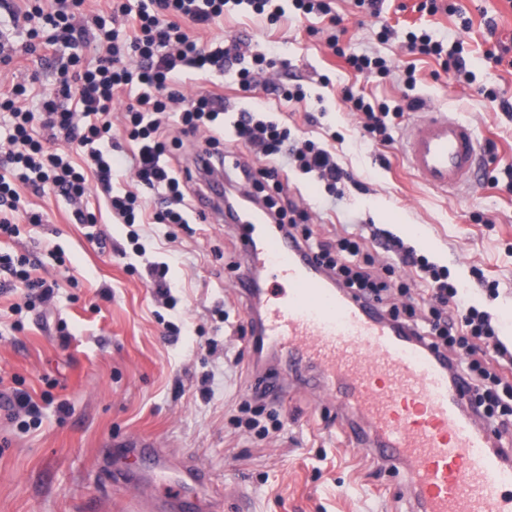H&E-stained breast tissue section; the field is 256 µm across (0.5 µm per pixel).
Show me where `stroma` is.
I'll return each mask as SVG.
<instances>
[{
	"label": "stroma",
	"instance_id": "1",
	"mask_svg": "<svg viewBox=\"0 0 512 512\" xmlns=\"http://www.w3.org/2000/svg\"><path fill=\"white\" fill-rule=\"evenodd\" d=\"M416 2L388 0L395 36L385 43L375 19L353 0H332L344 18L340 47L388 59L383 79L350 69L332 53L324 21L296 18L291 0L277 23L235 8L200 38L245 39L288 59V67L274 66L265 78L302 85L305 101L249 96L228 75L224 95L232 111L224 120L259 109L285 122L295 143L329 145L352 179L336 206L323 205L325 191L311 176L281 169L315 238H336L352 224L366 235L375 226L390 231L447 266L486 302L502 336L512 337V192L493 184L512 164V115L486 97L492 90L512 99V65L485 61L488 50L512 45V0H445L446 9L433 16L414 11ZM421 28L462 44L466 74L453 77L440 61L407 54L406 32ZM52 58L38 51L15 59L0 68V85L50 86ZM409 63L416 67V110L400 106L401 69ZM345 87L393 106L389 144L364 137L361 115L340 100ZM432 109L458 113L481 145L493 147L469 191L432 189L406 163L405 135L420 111ZM22 198L43 221H20L18 236L0 237V253L29 257L33 276L60 288L45 303L28 302L20 288L0 294V512H128L132 496H174L175 471L133 493L113 485L111 471L121 464L116 450L131 440L193 461L208 478L214 512H236L224 491L237 487L247 491L250 512H406L402 475L351 450L347 420L328 392L289 388L268 405L283 424L268 437L237 427L271 356L254 354L251 337L237 331L250 319L234 292L243 262L236 225L216 213L190 230L140 224L135 252L128 226L116 223L97 187L82 202L95 213L93 224L74 223L73 203L53 192L26 190ZM161 261L169 264L166 299L146 274ZM491 282L498 286L493 299L486 295ZM18 392L31 397L39 418L13 409Z\"/></svg>",
	"mask_w": 512,
	"mask_h": 512
}]
</instances>
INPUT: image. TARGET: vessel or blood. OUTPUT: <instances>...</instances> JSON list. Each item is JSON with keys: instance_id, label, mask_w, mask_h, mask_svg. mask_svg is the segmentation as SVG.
Instances as JSON below:
<instances>
[{"instance_id": "vessel-or-blood-1", "label": "vessel or blood", "mask_w": 512, "mask_h": 512, "mask_svg": "<svg viewBox=\"0 0 512 512\" xmlns=\"http://www.w3.org/2000/svg\"><path fill=\"white\" fill-rule=\"evenodd\" d=\"M404 152L430 187H470L484 154L474 129L456 113H422ZM246 231L248 267L236 288L247 305L265 302L253 323L259 347L287 352L292 364H317L349 421L354 450L401 471L410 491L408 512H512V448L492 438L464 409L466 385L403 329L364 300L334 287L314 258L270 228L256 209L238 217ZM134 463L115 481L133 487L157 481L168 458L140 441L125 448ZM184 497L167 512H190L199 472L188 465Z\"/></svg>"}]
</instances>
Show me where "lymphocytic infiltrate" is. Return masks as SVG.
I'll list each match as a JSON object with an SVG mask.
<instances>
[{"instance_id":"1","label":"lymphocytic infiltrate","mask_w":512,"mask_h":512,"mask_svg":"<svg viewBox=\"0 0 512 512\" xmlns=\"http://www.w3.org/2000/svg\"><path fill=\"white\" fill-rule=\"evenodd\" d=\"M82 5L83 0H21L10 13L11 21L21 20L26 26L22 53L59 45L72 53L59 71L54 91L38 98L34 106L19 104L27 95L24 85L0 92V128L6 131L0 139V237L19 232L12 215L23 204L22 190L39 194L49 189L79 200L91 178L107 192V205L118 223H144L146 208L139 194L143 188L154 194L159 205L153 216L156 223H194L188 189L196 178L190 168L174 163L179 138L164 141L162 131L172 121L181 135L207 126L205 153L211 160L207 175L223 174L232 187L264 208L278 228L305 244L337 286L371 298L384 318L408 328L431 351L447 357L454 375L466 377L476 394L473 413L496 433L512 428L500 416L512 403V348L501 339L492 314L470 300L447 267L429 261L384 230L312 243L306 228L309 214L289 198L277 161L287 157L323 185L329 196L338 197L349 176L331 151L312 140L300 148L290 146L287 127L256 111L238 112L232 136H225L223 95L210 89L184 95L180 76L187 71L212 77L232 72L241 91L255 90L257 75L271 62L266 52L233 39L203 45L190 31L216 24L231 5L277 22L283 15L277 0H112L113 25L97 20L89 28L75 22ZM81 45L94 46L97 58L82 60L75 52ZM407 47L410 54L441 59L455 71L466 68L461 48L445 47L427 30L409 32ZM121 97L129 100L124 131L134 145L126 159L112 141V104ZM341 97L350 110L363 114L364 131L373 143L389 142L386 104L347 89ZM228 138L234 146L226 150L222 144ZM52 139L66 143L68 152L50 150ZM239 144L262 157L263 166L242 160L235 150ZM126 162L131 163L140 189L119 196L112 192V177ZM371 242L390 253L394 264L420 274L428 302L425 320L417 319L413 307L399 308L396 297L403 294V286L383 277L373 259L363 258ZM472 337L491 340V358L476 356L468 346Z\"/></svg>"}]
</instances>
